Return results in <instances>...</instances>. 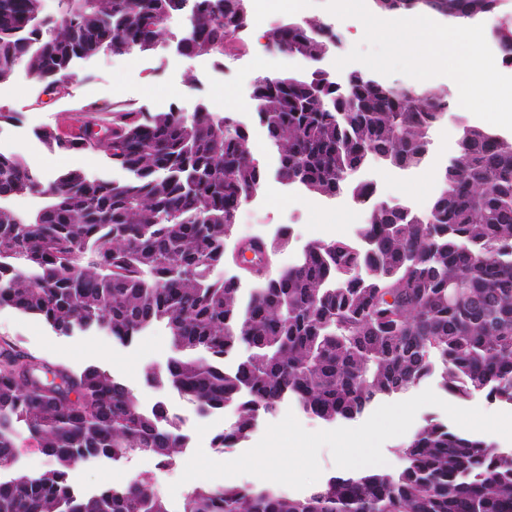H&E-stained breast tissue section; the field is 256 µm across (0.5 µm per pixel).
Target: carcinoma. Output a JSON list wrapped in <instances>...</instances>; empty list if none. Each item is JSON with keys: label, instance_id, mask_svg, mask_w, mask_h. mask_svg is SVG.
Instances as JSON below:
<instances>
[{"label": "carcinoma", "instance_id": "carcinoma-1", "mask_svg": "<svg viewBox=\"0 0 512 512\" xmlns=\"http://www.w3.org/2000/svg\"><path fill=\"white\" fill-rule=\"evenodd\" d=\"M374 11L434 12L473 20L500 0H373ZM186 18L185 52L224 56L251 24L250 0H0V83L25 67L40 93L58 95L76 61L148 53L174 15ZM267 48L308 62L304 72L258 76L255 112L278 154L279 177L333 198L367 187L348 174L371 159L397 167L427 160L447 94L416 96L364 72L346 88L317 64L340 43L318 19L285 20ZM512 63V25L497 38ZM60 153L102 152L122 181L78 169L42 179L0 152V306L35 316L56 334L95 328L131 341L165 326L174 356L145 376L203 412L232 408L219 447L247 439L288 396L326 422L351 420L382 396L406 391L441 365L445 388L512 404V140L462 126L442 189L426 211L371 207L355 240H315L275 268L289 237L233 239L237 208L265 178L248 131L205 104L185 115L121 112L84 122L79 140L52 128ZM28 196L35 207L15 210ZM232 263L258 279L243 299ZM235 353V370L224 359ZM63 385L47 381V374ZM50 462L39 474L2 473L16 449ZM183 447L163 404L146 412L107 371H73L0 349V512H173L153 478L79 497L75 463L132 454L173 464ZM402 466L333 476L295 498L274 488L193 487L178 512H512V452L426 423L400 449Z\"/></svg>", "mask_w": 512, "mask_h": 512}]
</instances>
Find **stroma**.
I'll return each mask as SVG.
<instances>
[{
    "instance_id": "35a3bbf8",
    "label": "stroma",
    "mask_w": 512,
    "mask_h": 512,
    "mask_svg": "<svg viewBox=\"0 0 512 512\" xmlns=\"http://www.w3.org/2000/svg\"><path fill=\"white\" fill-rule=\"evenodd\" d=\"M305 16L319 18L331 24L340 34L339 46L323 60L337 81H344L349 72L358 70V63L336 69V58L348 54L361 41L364 30L354 18L338 19L323 7L305 9ZM265 27L250 28L236 40L223 59L188 56L175 47H162L148 55H100L78 62L68 88L61 96L39 95L37 85L25 68H17L12 78L0 84V151L14 152L23 157L44 178H51L65 168H80L97 177L122 180L123 172L112 169L103 153L62 154L51 151L39 138L43 128L67 132L76 120L88 112H96L107 120L113 106L124 103L141 112H161L177 105L183 112H194L199 103H206L215 112L233 116L251 132L254 156L266 170V179L255 194L239 209L235 235L246 238L255 234L273 236L282 226L293 228L289 247L278 256L280 266L293 264L305 245L315 239L354 237L368 219L364 210H354L348 195L333 199L317 198L302 189L281 183L277 178V155L253 109L251 91L263 57H273L275 71L298 70L296 60L281 54H270L266 47ZM475 124L469 112L452 111L432 134L430 155L417 168L400 169L381 163L357 172L359 180H375L376 198L380 201L403 203L414 211H424L441 188L438 172L455 154L460 123ZM12 342L23 353L78 370L96 365L109 372L138 395L145 406L163 403L170 413L181 420L186 446L175 462L166 468L157 467L154 458L134 455L113 462L91 459L72 466L70 481L75 491L89 494L104 488L125 484L132 476L152 473L158 494L179 504L188 491L179 485L187 461L196 449L216 461L234 460L251 449L262 438L268 425L294 413L299 423L309 431L326 429V422L297 409L292 400H283L276 411L259 418L247 442L224 450L215 448L209 439L199 438L197 426L211 424L223 430L228 412L216 411L203 416L195 406L181 399L169 388L147 382L145 372L163 370L171 355L169 336L164 325L158 324L123 344L101 335L93 329L77 330L67 336L57 335L41 320L9 307L0 308V341ZM444 395L446 402L461 407H478L488 413L512 412V405L490 401L484 396L460 398L445 394L439 375H431L408 390L395 394V401L410 399L424 390ZM178 484L170 492V484Z\"/></svg>"
}]
</instances>
